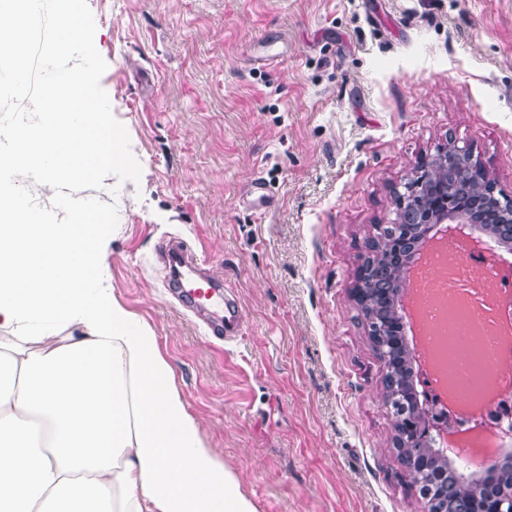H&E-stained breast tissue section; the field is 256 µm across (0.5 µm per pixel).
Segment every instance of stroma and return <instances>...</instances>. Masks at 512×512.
<instances>
[{"label": "stroma", "mask_w": 512, "mask_h": 512, "mask_svg": "<svg viewBox=\"0 0 512 512\" xmlns=\"http://www.w3.org/2000/svg\"><path fill=\"white\" fill-rule=\"evenodd\" d=\"M101 85L139 160L107 177L118 300L155 330L205 440L257 512H424L392 446L352 295L392 191L454 140L512 195V0H87ZM269 206L247 195L254 179ZM184 240L245 333L185 314Z\"/></svg>", "instance_id": "1"}]
</instances>
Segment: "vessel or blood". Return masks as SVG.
<instances>
[{
    "label": "vessel or blood",
    "instance_id": "1",
    "mask_svg": "<svg viewBox=\"0 0 512 512\" xmlns=\"http://www.w3.org/2000/svg\"><path fill=\"white\" fill-rule=\"evenodd\" d=\"M171 267H188L190 277L175 279L174 295L182 307L200 319L212 335L231 337L239 335L243 325V314L232 302H220V289L201 270L195 252L183 243L168 241L163 250Z\"/></svg>",
    "mask_w": 512,
    "mask_h": 512
}]
</instances>
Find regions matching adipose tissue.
<instances>
[{"mask_svg":"<svg viewBox=\"0 0 512 512\" xmlns=\"http://www.w3.org/2000/svg\"><path fill=\"white\" fill-rule=\"evenodd\" d=\"M107 252L93 212L0 193V512H256Z\"/></svg>","mask_w":512,"mask_h":512,"instance_id":"1","label":"adipose tissue"}]
</instances>
